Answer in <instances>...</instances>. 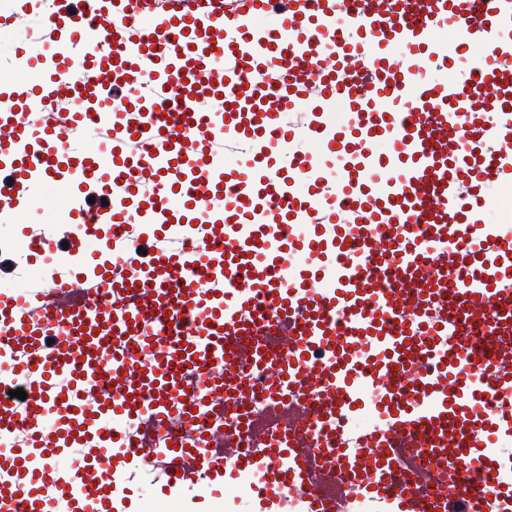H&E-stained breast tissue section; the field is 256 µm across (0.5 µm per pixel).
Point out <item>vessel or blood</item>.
Returning a JSON list of instances; mask_svg holds the SVG:
<instances>
[{
    "mask_svg": "<svg viewBox=\"0 0 512 512\" xmlns=\"http://www.w3.org/2000/svg\"><path fill=\"white\" fill-rule=\"evenodd\" d=\"M16 27L0 224L54 187L68 264L0 288V512H512V0Z\"/></svg>",
    "mask_w": 512,
    "mask_h": 512,
    "instance_id": "obj_1",
    "label": "vessel or blood"
}]
</instances>
